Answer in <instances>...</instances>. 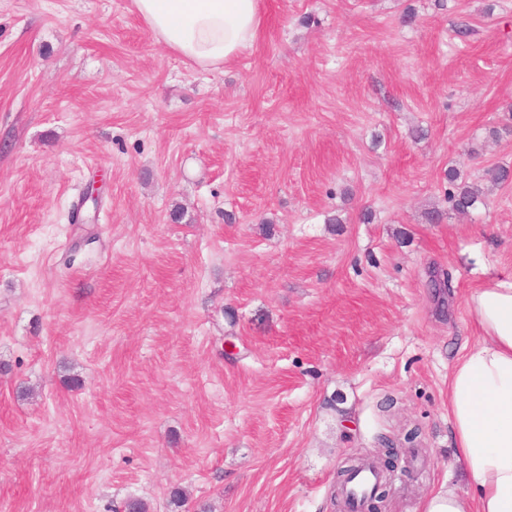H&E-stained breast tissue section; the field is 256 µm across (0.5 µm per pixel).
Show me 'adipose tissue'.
<instances>
[{"label":"adipose tissue","instance_id":"adipose-tissue-1","mask_svg":"<svg viewBox=\"0 0 512 512\" xmlns=\"http://www.w3.org/2000/svg\"><path fill=\"white\" fill-rule=\"evenodd\" d=\"M156 40L196 66H224L252 46L258 0H134ZM476 343L448 376L452 446L468 489L429 494L423 512H512V279H490L468 301Z\"/></svg>","mask_w":512,"mask_h":512}]
</instances>
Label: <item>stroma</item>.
Listing matches in <instances>:
<instances>
[{"instance_id":"1","label":"stroma","mask_w":512,"mask_h":512,"mask_svg":"<svg viewBox=\"0 0 512 512\" xmlns=\"http://www.w3.org/2000/svg\"><path fill=\"white\" fill-rule=\"evenodd\" d=\"M258 6L204 70L134 0H0V512H341L388 441L385 512L467 488L512 184L446 173L512 167V0ZM449 201L453 210L459 213H467L478 204H485V190L475 183L461 182L456 187V192L450 193Z\"/></svg>"}]
</instances>
